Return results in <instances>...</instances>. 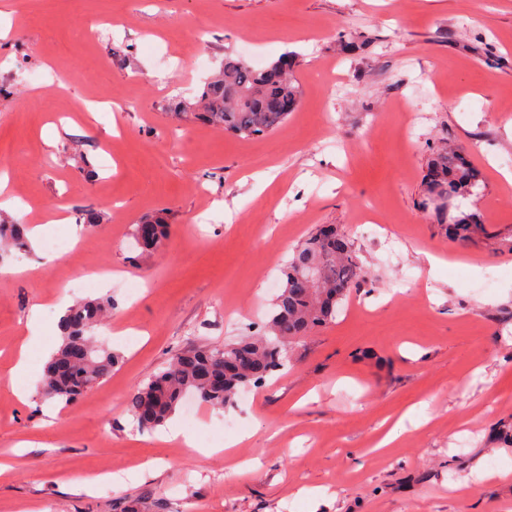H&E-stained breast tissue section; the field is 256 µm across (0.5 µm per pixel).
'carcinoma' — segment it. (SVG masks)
<instances>
[{
	"instance_id": "cac0c4a2",
	"label": "carcinoma",
	"mask_w": 512,
	"mask_h": 512,
	"mask_svg": "<svg viewBox=\"0 0 512 512\" xmlns=\"http://www.w3.org/2000/svg\"><path fill=\"white\" fill-rule=\"evenodd\" d=\"M296 61L285 54L269 66L256 69L239 57H224V68L204 87L196 102L180 105L179 115L198 118L226 134L256 139L282 125L300 98L293 79ZM482 181L480 171L461 146L445 143L428 160L424 174L427 195L466 199ZM448 224V236L469 239L480 229L473 214L458 211ZM142 223L152 235L136 245L154 250L164 245L169 224L161 216ZM24 247L17 224L0 217V259L10 246ZM366 274L348 236L334 224L322 226L305 238L288 260L285 281L267 312L268 334L245 336L222 346L181 350L146 384L134 392L128 410L142 429L163 425L189 395L198 403L221 410L238 394L262 383L286 363V345L329 325L349 291ZM112 310L109 298L87 299L70 307L61 321L63 340L51 354L42 379V393L70 405L112 374L117 357L95 344L88 332L104 324Z\"/></svg>"
}]
</instances>
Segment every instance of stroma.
Instances as JSON below:
<instances>
[{"instance_id":"stroma-1","label":"stroma","mask_w":512,"mask_h":512,"mask_svg":"<svg viewBox=\"0 0 512 512\" xmlns=\"http://www.w3.org/2000/svg\"><path fill=\"white\" fill-rule=\"evenodd\" d=\"M0 1V173L28 204L10 217L65 205L80 245L53 261L33 245L31 276L0 275V512H512V0ZM287 52L300 103L268 136L174 116L226 55ZM443 142L484 173L463 203L484 230L466 241L424 203ZM85 208L101 223H79ZM156 213L170 237L141 252L132 226ZM322 224L366 271L335 321L233 407H198L210 456L139 431L137 387L180 349L263 331ZM96 270L112 314L95 336L119 362L76 404L45 399L60 285ZM27 340L29 370L10 376ZM399 416L404 440L374 452ZM101 472L111 493L76 487Z\"/></svg>"}]
</instances>
